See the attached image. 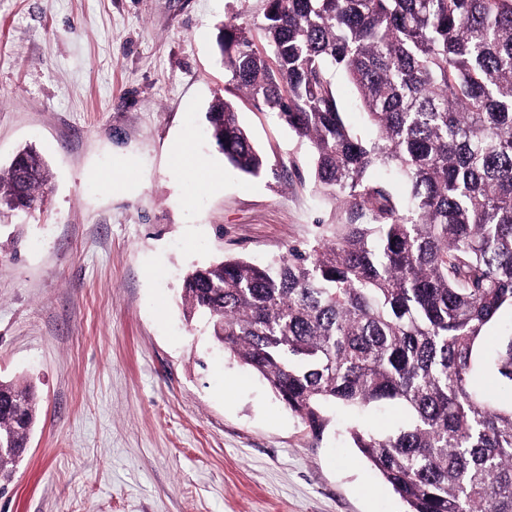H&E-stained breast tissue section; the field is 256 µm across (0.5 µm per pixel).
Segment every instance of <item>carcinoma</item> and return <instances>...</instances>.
I'll list each match as a JSON object with an SVG mask.
<instances>
[{
	"label": "carcinoma",
	"mask_w": 512,
	"mask_h": 512,
	"mask_svg": "<svg viewBox=\"0 0 512 512\" xmlns=\"http://www.w3.org/2000/svg\"><path fill=\"white\" fill-rule=\"evenodd\" d=\"M264 2L262 43L242 23L220 30L224 69L307 146L346 221L265 265L192 269L184 316L206 319L316 436L336 407L397 408L394 429L349 433L408 512H512V405L475 383L486 371L512 390V334L477 357L512 308V0ZM338 72L373 137L345 123ZM206 121L233 170H266L232 102L214 97ZM49 179L36 150L18 152L0 216L42 204ZM38 412L32 385L0 380V442L23 452ZM15 466L0 457V492Z\"/></svg>",
	"instance_id": "obj_1"
}]
</instances>
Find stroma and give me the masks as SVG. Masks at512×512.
<instances>
[{
  "label": "stroma",
  "mask_w": 512,
  "mask_h": 512,
  "mask_svg": "<svg viewBox=\"0 0 512 512\" xmlns=\"http://www.w3.org/2000/svg\"><path fill=\"white\" fill-rule=\"evenodd\" d=\"M263 4L0 0V169L30 146L51 174L40 211L0 219V378L39 396L0 512H405L347 433L392 429L395 408L314 436L183 316L193 266L264 263L345 220L288 126L226 82L219 28ZM217 94L260 176L211 146ZM184 139L217 186L177 173Z\"/></svg>",
  "instance_id": "stroma-1"
}]
</instances>
